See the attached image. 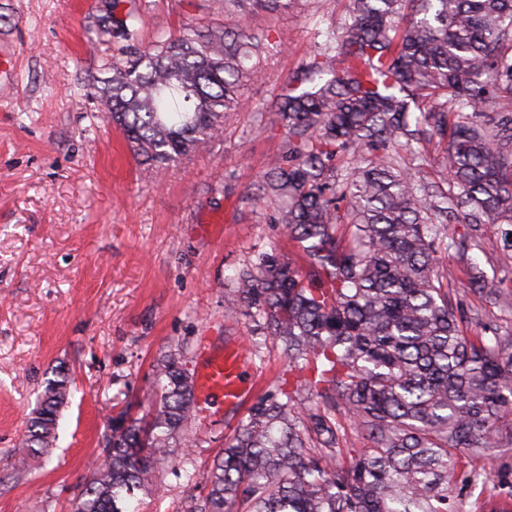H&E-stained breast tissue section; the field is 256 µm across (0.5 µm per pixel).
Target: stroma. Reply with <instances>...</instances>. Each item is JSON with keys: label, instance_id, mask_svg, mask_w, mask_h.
Wrapping results in <instances>:
<instances>
[{"label": "stroma", "instance_id": "obj_1", "mask_svg": "<svg viewBox=\"0 0 512 512\" xmlns=\"http://www.w3.org/2000/svg\"><path fill=\"white\" fill-rule=\"evenodd\" d=\"M104 0H0V512H71L91 474L113 409L141 416L152 365L176 345L198 369V348L241 344L246 317L224 316L229 278L258 249L295 254L281 225L267 223L249 193L281 140L261 132V114L337 20L345 0H312L305 16L262 14L255 37L277 29L266 78L244 89L245 108L220 142L176 166L144 173L122 135L88 98L104 77L93 36ZM208 0H127L144 6L143 42L197 18L216 19ZM476 238L467 256L499 298L486 301L458 283L469 308L512 336V251L497 225L452 224ZM252 396L282 375L275 339L250 361ZM62 369L73 395L57 439L40 459L21 449L44 382ZM246 407L218 408L192 430L198 444L176 448L206 469ZM512 472L478 485L456 482L459 512L505 496Z\"/></svg>", "mask_w": 512, "mask_h": 512}]
</instances>
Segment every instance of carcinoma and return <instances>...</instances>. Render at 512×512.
Returning a JSON list of instances; mask_svg holds the SVG:
<instances>
[{
    "instance_id": "1",
    "label": "carcinoma",
    "mask_w": 512,
    "mask_h": 512,
    "mask_svg": "<svg viewBox=\"0 0 512 512\" xmlns=\"http://www.w3.org/2000/svg\"><path fill=\"white\" fill-rule=\"evenodd\" d=\"M301 0H217L237 19L160 31L112 0L111 76L88 96L147 168L177 165L221 140L266 74L246 22ZM331 30L288 75L262 129L282 132L251 200L282 225L301 262L277 249L239 268L227 318L248 317L279 343L288 377L248 410L184 512H450L462 460L512 448V339L469 336L464 275L448 265V220L505 224L512 248V0H347ZM448 139L423 182L414 145ZM145 422L112 418L104 457L73 512H133L161 497L159 475L199 413L183 347L158 358ZM72 380L46 381L30 418L29 455L48 453ZM346 418L367 441L339 461Z\"/></svg>"
}]
</instances>
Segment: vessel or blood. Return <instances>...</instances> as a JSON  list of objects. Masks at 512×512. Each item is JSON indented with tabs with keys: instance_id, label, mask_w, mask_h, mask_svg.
Returning a JSON list of instances; mask_svg holds the SVG:
<instances>
[{
	"instance_id": "obj_1",
	"label": "vessel or blood",
	"mask_w": 512,
	"mask_h": 512,
	"mask_svg": "<svg viewBox=\"0 0 512 512\" xmlns=\"http://www.w3.org/2000/svg\"><path fill=\"white\" fill-rule=\"evenodd\" d=\"M197 382L202 401L233 407L248 395L251 377L242 352L228 349L205 359Z\"/></svg>"
}]
</instances>
